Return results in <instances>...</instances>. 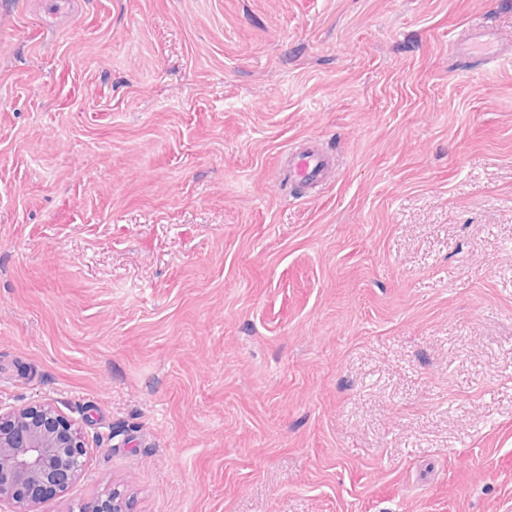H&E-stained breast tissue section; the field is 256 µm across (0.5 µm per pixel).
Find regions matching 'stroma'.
<instances>
[{
  "label": "stroma",
  "mask_w": 512,
  "mask_h": 512,
  "mask_svg": "<svg viewBox=\"0 0 512 512\" xmlns=\"http://www.w3.org/2000/svg\"><path fill=\"white\" fill-rule=\"evenodd\" d=\"M0 0V406L43 512H512V0ZM335 160L303 188L286 158ZM465 46H468V49L472 54L474 53L472 52V49L479 46L480 50L473 55L478 58L480 64L487 65L489 69H491L503 56L502 52L504 45L499 41L498 37H496L494 41L487 42L477 40L474 35H471ZM2 410L0 511L40 512L45 490L64 492L81 475L84 437L53 401Z\"/></svg>",
  "instance_id": "obj_1"
}]
</instances>
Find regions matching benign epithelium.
Listing matches in <instances>:
<instances>
[{
	"mask_svg": "<svg viewBox=\"0 0 512 512\" xmlns=\"http://www.w3.org/2000/svg\"><path fill=\"white\" fill-rule=\"evenodd\" d=\"M86 453L79 427L52 401L0 410V512H40L45 490H67ZM82 512H127V504L114 490Z\"/></svg>",
	"mask_w": 512,
	"mask_h": 512,
	"instance_id": "1",
	"label": "benign epithelium"
}]
</instances>
